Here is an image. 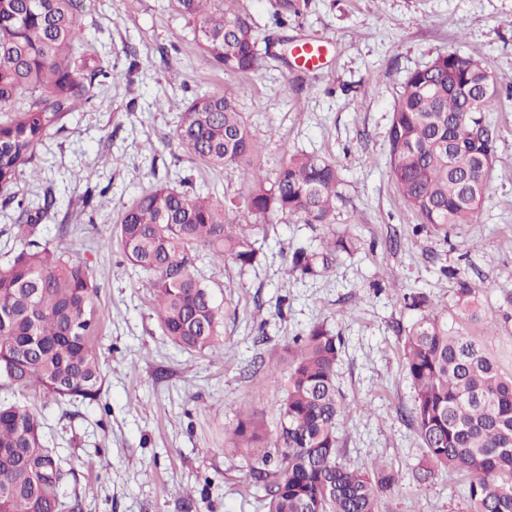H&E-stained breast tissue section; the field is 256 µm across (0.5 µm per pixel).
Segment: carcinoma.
<instances>
[{"instance_id":"cac0c4a2","label":"carcinoma","mask_w":512,"mask_h":512,"mask_svg":"<svg viewBox=\"0 0 512 512\" xmlns=\"http://www.w3.org/2000/svg\"><path fill=\"white\" fill-rule=\"evenodd\" d=\"M193 24L194 38L213 63L249 73L259 64L257 38L248 15L224 8V0H169ZM85 0H0V190L19 167L64 127L79 101L113 76L101 61L82 52L80 18ZM494 90L475 92L485 82ZM31 94L25 109L16 107ZM501 86L479 61L457 52L438 56L411 73L394 103L388 131L390 175L412 213L427 226L469 224L488 192L474 158L495 159V126ZM178 145L191 159L242 170L246 195L231 201L254 216L288 213L308 224H327L339 198L341 174L324 158L292 154L273 185L246 169L254 145L237 105V92L203 93L189 100L176 128ZM17 203L20 247L0 267V386L30 389L59 403L97 401L104 376L94 343L98 288L82 262L38 241L39 222L55 205L48 191L33 212ZM125 258L151 277L165 335L188 351L219 343L224 317L212 289L199 279L195 261L206 251L240 266L259 256L242 224L224 219V204L211 194L161 184L135 198L115 225ZM358 249V240L335 236L328 247H300L292 273L317 276L336 258ZM457 279L456 306L475 321L476 289ZM420 311L404 344L406 376L415 391L410 424L425 448L414 478L439 472L465 477L469 512H512V374L473 336L455 328L421 293L411 296ZM279 404L273 447L260 425L247 417L234 431L247 451L249 473L264 492L267 512H379L385 493L401 481L381 468L369 472L342 462L341 425L347 411L336 384L342 340L317 324L296 339ZM73 474L48 447L38 413L0 402V512H81L63 486Z\"/></svg>"}]
</instances>
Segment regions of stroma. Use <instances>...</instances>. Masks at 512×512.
<instances>
[{"mask_svg": "<svg viewBox=\"0 0 512 512\" xmlns=\"http://www.w3.org/2000/svg\"><path fill=\"white\" fill-rule=\"evenodd\" d=\"M232 2L251 17L263 53L244 75L217 68L168 0H86L83 46L116 76L0 192V262L18 222L7 195L34 208L53 189L40 240L86 264L99 287L104 392L97 403L59 404L4 387L0 400L39 413L46 440L74 469L64 492L80 495L82 512H265L228 436L251 414L274 439L282 369L296 338L321 323L343 340L336 381L350 406L346 462L365 470L383 462L403 476L381 512H467L463 477H412L424 450L406 421L414 390L403 343L419 313L405 297L426 293L455 316L456 277L440 273L455 269L476 289L481 312L460 328L512 373V98L492 115L495 164L471 224L414 233L416 218L389 173L387 134L408 75L439 55L474 56L512 88V0H292L285 13L281 0ZM311 39L326 46L314 71L291 53ZM228 87L239 91L252 167L265 184L291 153L335 161L342 183L326 224L227 211L251 225L261 254L247 267L200 254L197 273L224 321L215 349L191 353L164 336L147 277L110 236L133 198L159 184L222 201L246 192L232 169L191 160L174 137L189 99ZM335 231L358 236L360 250L313 278L286 274L295 248L319 247Z\"/></svg>", "mask_w": 512, "mask_h": 512, "instance_id": "obj_1", "label": "stroma"}]
</instances>
